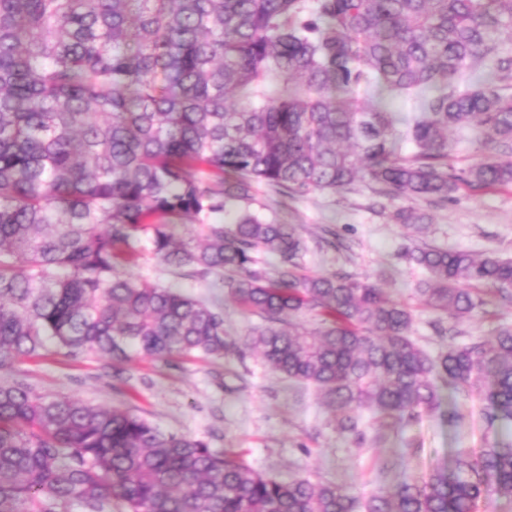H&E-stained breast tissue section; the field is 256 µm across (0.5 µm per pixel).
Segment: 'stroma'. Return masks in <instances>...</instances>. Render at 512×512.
Returning <instances> with one entry per match:
<instances>
[{
    "mask_svg": "<svg viewBox=\"0 0 512 512\" xmlns=\"http://www.w3.org/2000/svg\"><path fill=\"white\" fill-rule=\"evenodd\" d=\"M404 205V200L377 196L372 185L361 182L347 191L293 198L261 185L250 209L265 219L298 225L305 246L302 274L366 280L406 305L414 316L413 336L429 354L493 336L502 321L512 320V303L488 285L476 288L487 302L484 312L456 324L454 335H438L432 327L434 315L416 291L424 273L408 262L405 252L430 246L512 258V187L479 190L462 185L448 202L414 201L415 209L431 217L430 223L415 227L393 221V212ZM130 273L218 300L229 336H245L260 322L229 290L214 291L206 279L182 275L151 253H144ZM9 376L48 398L129 408L164 431L215 450L236 449L267 475L282 480L303 475L343 486L361 498L449 463L458 449L482 447L485 431L481 395L462 403L445 387L441 404L455 406L454 423L437 411L406 426L381 429L367 418L362 422L366 439L357 441L338 428L313 387L282 379L250 351L219 359L140 356L124 366L96 355H51L16 363Z\"/></svg>",
    "mask_w": 512,
    "mask_h": 512,
    "instance_id": "35a3bbf8",
    "label": "stroma"
}]
</instances>
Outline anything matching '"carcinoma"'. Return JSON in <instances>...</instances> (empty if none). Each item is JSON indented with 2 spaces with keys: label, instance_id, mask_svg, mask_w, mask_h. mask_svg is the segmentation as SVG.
I'll use <instances>...</instances> for the list:
<instances>
[{
  "label": "carcinoma",
  "instance_id": "cac0c4a2",
  "mask_svg": "<svg viewBox=\"0 0 512 512\" xmlns=\"http://www.w3.org/2000/svg\"><path fill=\"white\" fill-rule=\"evenodd\" d=\"M512 0H0V371L55 353L222 357L214 302L121 272L137 243L209 276L261 317L242 346L314 387L363 438L480 393L487 447L362 501L268 477L237 454L121 407L48 399L0 381V512H479L512 509V323L429 355L413 316L376 285L303 277L294 224L230 206L257 183L293 195L360 180L407 200L512 185V162L457 169L448 132L512 153ZM403 93L412 109L389 111ZM197 237L178 236L183 220ZM399 224H421L412 207ZM438 319L475 317L512 260L408 252ZM274 267V277L265 266ZM307 309L321 316L307 329Z\"/></svg>",
  "mask_w": 512,
  "mask_h": 512
}]
</instances>
